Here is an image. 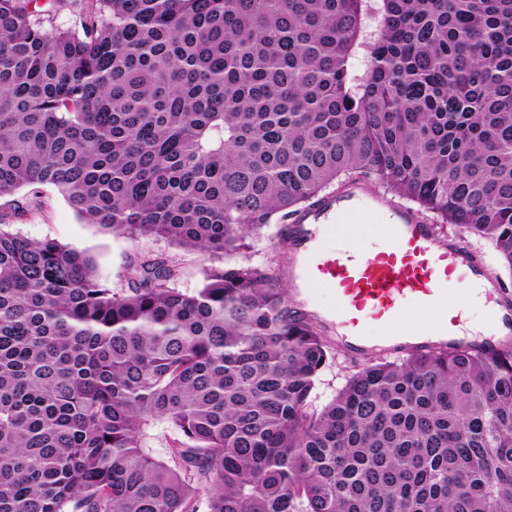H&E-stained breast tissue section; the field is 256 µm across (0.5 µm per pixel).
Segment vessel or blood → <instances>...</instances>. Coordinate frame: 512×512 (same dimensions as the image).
<instances>
[{
    "label": "vessel or blood",
    "mask_w": 512,
    "mask_h": 512,
    "mask_svg": "<svg viewBox=\"0 0 512 512\" xmlns=\"http://www.w3.org/2000/svg\"><path fill=\"white\" fill-rule=\"evenodd\" d=\"M362 209L355 196H332L300 214L287 230L298 255L289 278L306 292L324 288L335 295L332 317L349 352L360 351L368 321L388 328L401 319L405 307L416 305L439 316L419 346L452 343L460 312L448 294L463 278L492 280L490 266L457 243L439 240L433 225L404 207L393 208L391 223L366 225L369 252L352 250L345 239Z\"/></svg>",
    "instance_id": "vessel-or-blood-1"
}]
</instances>
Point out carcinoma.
Wrapping results in <instances>:
<instances>
[{"label":"carcinoma","mask_w":512,"mask_h":512,"mask_svg":"<svg viewBox=\"0 0 512 512\" xmlns=\"http://www.w3.org/2000/svg\"><path fill=\"white\" fill-rule=\"evenodd\" d=\"M368 2L81 0L49 30L54 0H0V199L49 185L207 261L114 288L0 205V512H512L511 342L371 360L316 410L321 331L241 256L373 180L512 275V0Z\"/></svg>","instance_id":"1"}]
</instances>
